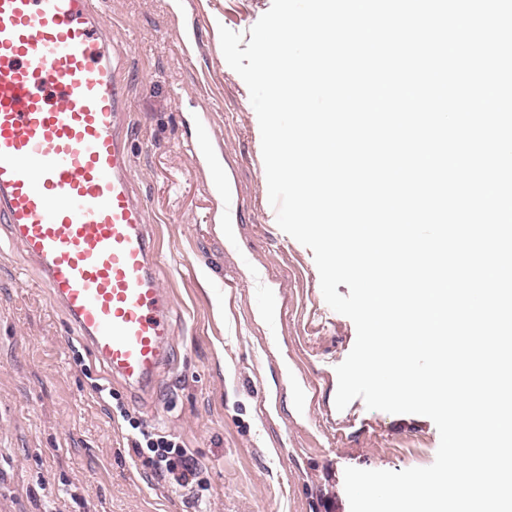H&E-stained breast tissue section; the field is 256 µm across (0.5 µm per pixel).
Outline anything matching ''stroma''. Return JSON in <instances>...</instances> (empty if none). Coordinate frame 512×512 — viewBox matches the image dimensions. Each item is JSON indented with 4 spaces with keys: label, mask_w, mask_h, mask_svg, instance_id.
I'll return each mask as SVG.
<instances>
[{
    "label": "stroma",
    "mask_w": 512,
    "mask_h": 512,
    "mask_svg": "<svg viewBox=\"0 0 512 512\" xmlns=\"http://www.w3.org/2000/svg\"><path fill=\"white\" fill-rule=\"evenodd\" d=\"M271 4L185 0L177 13L168 0H96L121 55L156 276L174 301L172 361L152 396L135 397L0 224V512H350L346 468L434 462L430 418L359 398L336 408L356 328L325 302L312 250L276 223L258 118L220 43V28L249 35ZM204 134L235 185L231 245L215 221L223 193L188 149ZM271 298L274 322L257 323ZM143 430L186 448L199 482L145 466L131 446Z\"/></svg>",
    "instance_id": "stroma-1"
}]
</instances>
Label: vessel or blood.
Instances as JSON below:
<instances>
[{
	"instance_id": "obj_1",
	"label": "vessel or blood",
	"mask_w": 512,
	"mask_h": 512,
	"mask_svg": "<svg viewBox=\"0 0 512 512\" xmlns=\"http://www.w3.org/2000/svg\"><path fill=\"white\" fill-rule=\"evenodd\" d=\"M120 74L91 0H0V223L98 360L147 390L173 301L135 198Z\"/></svg>"
}]
</instances>
